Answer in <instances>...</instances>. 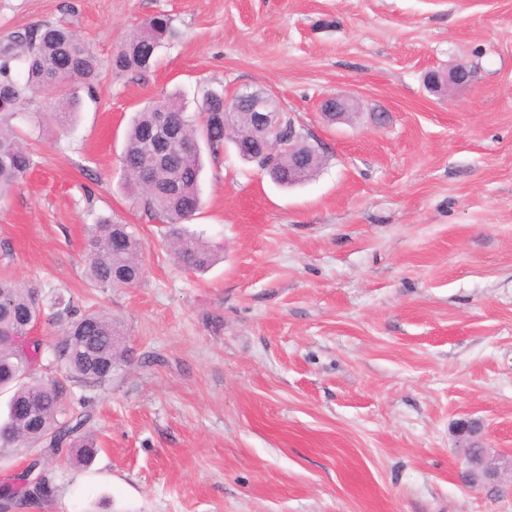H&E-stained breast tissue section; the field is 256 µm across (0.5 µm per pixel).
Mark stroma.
I'll return each mask as SVG.
<instances>
[{
    "label": "stroma",
    "mask_w": 512,
    "mask_h": 512,
    "mask_svg": "<svg viewBox=\"0 0 512 512\" xmlns=\"http://www.w3.org/2000/svg\"><path fill=\"white\" fill-rule=\"evenodd\" d=\"M151 65L112 60L146 19ZM65 24L98 76L74 121L52 91L13 124L33 167L0 201V276L106 310L129 360L94 391L99 452L39 458L52 494L22 512H512V480L462 486L456 425L512 457V0H0V40ZM465 64L438 94L428 70ZM263 90L320 140L308 181L274 184L233 144L204 155L189 226L217 253L181 266L142 218L120 157L135 112L178 94ZM352 101L327 125L320 103ZM136 225L132 288L86 279L85 232ZM138 32L132 34L121 46L114 60L116 70L146 68L171 32L170 19L164 14L153 16Z\"/></svg>",
    "instance_id": "35a3bbf8"
}]
</instances>
